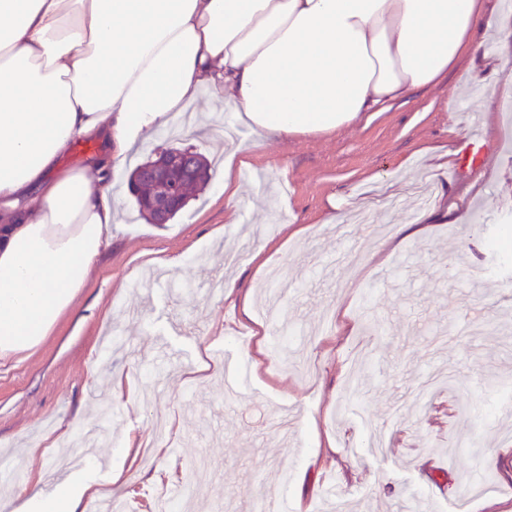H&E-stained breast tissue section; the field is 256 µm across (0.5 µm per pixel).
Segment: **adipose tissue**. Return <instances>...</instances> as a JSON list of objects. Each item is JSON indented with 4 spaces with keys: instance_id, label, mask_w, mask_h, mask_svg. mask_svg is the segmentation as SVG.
Returning <instances> with one entry per match:
<instances>
[{
    "instance_id": "adipose-tissue-1",
    "label": "adipose tissue",
    "mask_w": 512,
    "mask_h": 512,
    "mask_svg": "<svg viewBox=\"0 0 512 512\" xmlns=\"http://www.w3.org/2000/svg\"><path fill=\"white\" fill-rule=\"evenodd\" d=\"M486 0H0V359L38 345L112 238L115 186L202 90L280 137L408 101L475 53ZM98 151L62 158L79 140ZM123 468L13 512H85Z\"/></svg>"
}]
</instances>
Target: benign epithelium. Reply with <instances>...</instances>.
Instances as JSON below:
<instances>
[{"label": "benign epithelium", "instance_id": "benign-epithelium-1", "mask_svg": "<svg viewBox=\"0 0 512 512\" xmlns=\"http://www.w3.org/2000/svg\"><path fill=\"white\" fill-rule=\"evenodd\" d=\"M195 177V170L187 163L184 152H162L154 160L147 161L132 175L131 181L139 185L143 179L154 185L146 205L154 216V223L166 224L186 204L183 184Z\"/></svg>", "mask_w": 512, "mask_h": 512}]
</instances>
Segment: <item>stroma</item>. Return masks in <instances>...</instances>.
<instances>
[{"label":"stroma","mask_w":512,"mask_h":512,"mask_svg":"<svg viewBox=\"0 0 512 512\" xmlns=\"http://www.w3.org/2000/svg\"><path fill=\"white\" fill-rule=\"evenodd\" d=\"M485 41L439 85L331 135L262 134L204 97L251 157L238 223L213 179L166 224L124 191L73 306L36 349L0 360V462L58 479L72 471L61 442L79 459L95 434L102 469L127 471L112 493L132 512H157V493L201 460L209 483L187 512H397L425 497L430 512H457L461 495L512 512V112H487L480 87L506 91L512 66L494 30ZM475 133L500 178L481 181L456 223L404 231L428 209L426 186H454L455 146ZM171 147L224 163L218 133L172 130L137 160ZM257 252L282 268L259 368L241 343L258 321ZM210 278L234 283L233 297L171 290ZM218 348L241 350L240 385ZM117 384L129 402L113 401Z\"/></svg>","instance_id":"obj_1"}]
</instances>
